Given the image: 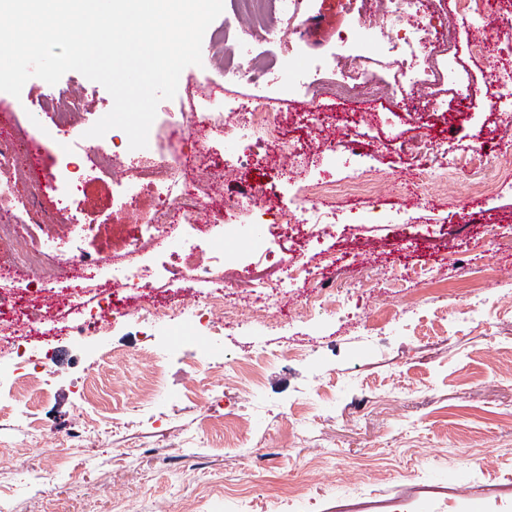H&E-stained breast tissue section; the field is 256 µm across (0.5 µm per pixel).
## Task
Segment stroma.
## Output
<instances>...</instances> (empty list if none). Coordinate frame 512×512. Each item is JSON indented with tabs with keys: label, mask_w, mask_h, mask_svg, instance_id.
<instances>
[{
	"label": "stroma",
	"mask_w": 512,
	"mask_h": 512,
	"mask_svg": "<svg viewBox=\"0 0 512 512\" xmlns=\"http://www.w3.org/2000/svg\"><path fill=\"white\" fill-rule=\"evenodd\" d=\"M299 8L313 19L302 38L280 8L264 23H241L239 0H224L205 32L201 65L186 67L174 99L159 103L147 147L126 152L119 129L88 139L111 154V171L81 163L79 196L53 193L39 205L61 250L107 272L113 252L127 246L126 229L153 211L148 193L133 201L122 194L136 168L196 153L192 136H171L170 121L192 126L196 113L227 99L280 98L273 150L251 156V171L277 178L287 197L308 195L321 175L340 179L317 198L336 221L288 236L263 220L272 199H243L202 246L204 257L222 254L228 265L197 290L256 309L294 264L337 288L369 276L374 292L360 305L384 316V329L366 335L343 312L298 316V288L282 297L272 322L215 331L182 318L161 320L148 336L134 319L85 338L59 321L39 325L30 347L49 350L46 374L0 364V457L14 459L0 467V512H283L287 503L294 512H512V125L492 112L461 114L462 87L495 94L493 74L512 67V48L473 53L469 22L453 0H431L433 36L445 42L459 79L389 88L398 61L381 43H366L362 109L383 115L371 125L352 118L345 101H318L294 87L314 67L347 66L336 54L337 30L379 29L385 0H301ZM219 32L238 53L241 71L231 80ZM48 94L86 97L88 111L73 116L83 133L113 99L76 71L54 85L33 77L20 96L0 95V130L58 160L66 139L42 110ZM480 139L494 155H473ZM294 151L302 164L290 160ZM449 154L456 167L436 176ZM0 179L14 187L0 199L5 254L26 235L11 211L15 201L29 202L30 188L15 168ZM183 245L171 236L132 256L165 300L181 304L190 287L164 266ZM422 266L433 282L416 277ZM470 303L485 315L483 326L462 318ZM289 346L305 357L266 362L255 392L230 380L205 400L186 395L188 361L215 368ZM82 414L95 430L72 454L64 441ZM33 425L45 435L37 447ZM413 465L420 478L406 477Z\"/></svg>",
	"instance_id": "stroma-1"
}]
</instances>
